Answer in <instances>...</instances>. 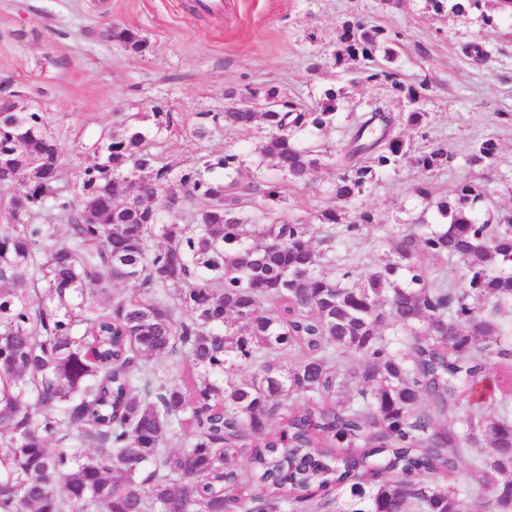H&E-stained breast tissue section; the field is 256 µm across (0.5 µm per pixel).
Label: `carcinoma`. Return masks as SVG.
Segmentation results:
<instances>
[{
	"mask_svg": "<svg viewBox=\"0 0 512 512\" xmlns=\"http://www.w3.org/2000/svg\"><path fill=\"white\" fill-rule=\"evenodd\" d=\"M428 2L464 15L484 0ZM398 36L346 20L334 54L350 83L390 87L398 112L356 109L341 89L307 106L269 88L272 110L212 116L265 125L256 152L283 182L263 187L229 151L177 172L130 126L95 146L70 197L44 116L0 112V186L13 191L0 226V512H224V493L242 489L244 512H512V210L472 181L435 200L423 180V210L381 263L332 271L336 239L378 223L356 202L379 173L411 162L435 176L454 160L398 132L427 121L431 88L399 78ZM110 38L147 47L130 29ZM346 109L340 149L295 139L327 136ZM467 161L498 170L496 141ZM319 167L334 174L315 248L285 203ZM257 197L261 222L246 215ZM35 208L51 222L30 223ZM425 255L460 261V281L431 274ZM126 283L138 292L114 296ZM87 286L106 308L91 310ZM185 365L189 385L171 383ZM170 434L185 450L163 447Z\"/></svg>",
	"mask_w": 512,
	"mask_h": 512,
	"instance_id": "cac0c4a2",
	"label": "carcinoma"
}]
</instances>
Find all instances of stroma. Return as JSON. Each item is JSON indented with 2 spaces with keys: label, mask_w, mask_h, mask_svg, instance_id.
I'll use <instances>...</instances> for the list:
<instances>
[{
  "label": "stroma",
  "mask_w": 512,
  "mask_h": 512,
  "mask_svg": "<svg viewBox=\"0 0 512 512\" xmlns=\"http://www.w3.org/2000/svg\"><path fill=\"white\" fill-rule=\"evenodd\" d=\"M492 16L485 24L484 16ZM359 18L400 32L394 63L404 82L431 84L424 132L405 127L417 148L447 143L452 166L432 179L434 198L462 181L483 185L488 198L512 208V181L466 162L474 145L494 138L501 171L512 170V17L492 7L465 15H435L427 0H224L220 12L201 13L195 0H0V97L44 113L58 137L67 194L79 191V173L96 160L95 145L136 125L162 162L195 168L204 154L240 153L246 180L262 185L279 176L256 147L265 131L211 126L206 138L193 134L205 114L223 111L225 93L234 102L252 91L277 88L314 103L338 86L334 53L342 21ZM111 24L139 32L143 53L104 36ZM482 36L492 53L478 63L462 51ZM318 69H310V61ZM171 117L158 125L157 113ZM420 170L407 165L382 174L361 202L379 222L338 243L339 259L356 270L384 258L386 236L410 224L422 209L413 192ZM332 177L321 169L308 183L290 187L288 212L312 221L330 195Z\"/></svg>",
  "instance_id": "35a3bbf8"
}]
</instances>
